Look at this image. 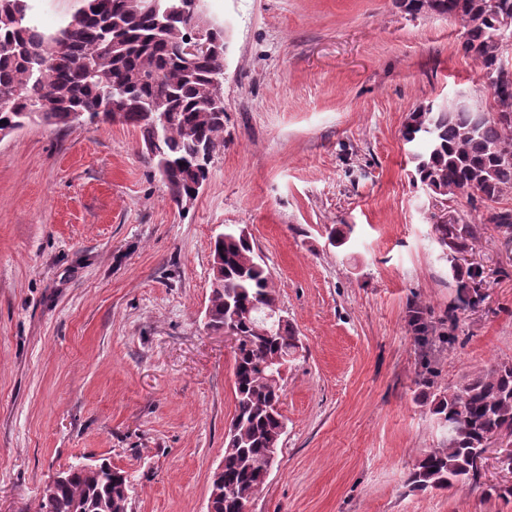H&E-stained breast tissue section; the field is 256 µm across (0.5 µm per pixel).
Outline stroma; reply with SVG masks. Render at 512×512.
<instances>
[{
	"label": "stroma",
	"instance_id": "stroma-1",
	"mask_svg": "<svg viewBox=\"0 0 512 512\" xmlns=\"http://www.w3.org/2000/svg\"><path fill=\"white\" fill-rule=\"evenodd\" d=\"M51 34L83 0H28ZM224 24V148L189 207L136 129L38 122L0 139V512H35L60 466L132 476L129 512H207L234 415V342L208 327L214 236L248 228L302 349L286 431L248 512H512L491 486L419 491L432 396L512 360V243L466 255L457 305L401 129L426 104L490 110L461 21L398 0H203ZM347 224L340 248L324 228Z\"/></svg>",
	"mask_w": 512,
	"mask_h": 512
}]
</instances>
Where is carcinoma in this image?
Here are the masks:
<instances>
[{
	"instance_id": "cac0c4a2",
	"label": "carcinoma",
	"mask_w": 512,
	"mask_h": 512,
	"mask_svg": "<svg viewBox=\"0 0 512 512\" xmlns=\"http://www.w3.org/2000/svg\"><path fill=\"white\" fill-rule=\"evenodd\" d=\"M148 11L139 0H85L57 33L38 30L27 0H0V132L26 122L68 126L75 122H121L137 129L175 203L206 181L211 161L224 149V53L187 52L193 17ZM406 11L460 20L462 50L483 73L494 111L465 104H428L409 113L402 138L417 146L413 178L434 198L455 202L476 196L489 203L482 224H433L441 250L466 306L482 301L480 273L461 256L486 225L512 241V209L494 203L512 190V91L499 94L494 79L506 68L512 0H401ZM209 325L231 334L235 410L224 440V493L212 485L213 512H242L273 467L285 423L279 411L277 369L295 359L299 339L288 321L260 324L278 310L272 276L243 227L218 235L211 251ZM433 414L443 431L438 447L420 455L408 482L417 489H448L477 482L474 459L498 438L512 434V360L476 373L461 387L435 399ZM130 478L107 463L96 469L68 467L64 480L43 489L38 512H128Z\"/></svg>"
}]
</instances>
